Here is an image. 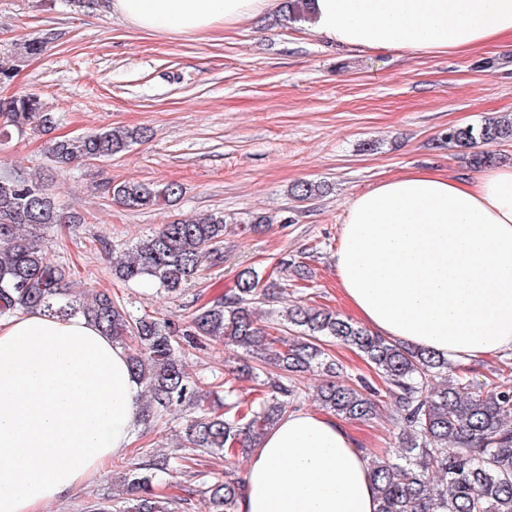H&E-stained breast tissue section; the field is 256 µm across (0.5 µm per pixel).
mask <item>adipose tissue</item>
Segmentation results:
<instances>
[{"mask_svg": "<svg viewBox=\"0 0 512 512\" xmlns=\"http://www.w3.org/2000/svg\"><path fill=\"white\" fill-rule=\"evenodd\" d=\"M339 49L466 55L512 39V0H311ZM283 0H112L148 33L193 35L281 11ZM336 274L382 336L482 360L512 348V166L472 180L435 169L385 179L347 205ZM126 351L81 318L0 321V512H47L123 456L141 416ZM363 453L325 415L288 414L251 456L239 512H375Z\"/></svg>", "mask_w": 512, "mask_h": 512, "instance_id": "ef3b65f1", "label": "adipose tissue"}]
</instances>
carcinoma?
I'll return each mask as SVG.
<instances>
[{
	"label": "carcinoma",
	"mask_w": 512,
	"mask_h": 512,
	"mask_svg": "<svg viewBox=\"0 0 512 512\" xmlns=\"http://www.w3.org/2000/svg\"><path fill=\"white\" fill-rule=\"evenodd\" d=\"M309 0H284V20L308 17ZM43 50V41H28L0 56V77ZM56 122L41 95L17 93L0 99V139L12 134L51 129ZM512 137V123L488 121L480 126L448 129L444 139L460 149L461 159L482 167L491 156L479 150ZM148 138L146 128L111 127L47 142V158L60 167L117 157ZM112 200L129 210L171 205L182 195L177 182L157 184L124 181L114 184ZM324 185L299 181L290 195L309 200ZM83 216L60 207L38 183L12 172L0 173V317L39 310L63 320L82 317L127 349L134 376L149 399L142 419L181 407L193 410L183 431V445L229 461L259 447L265 434L304 394L299 376L318 371L319 404L348 420L368 421L386 409L399 428L395 456L368 458L369 478L376 491V512H512V390L497 379L512 373L502 362L493 378L473 386L448 358L435 352L386 339L333 311L300 303L268 311L261 306L281 294L280 284L264 279L252 267L238 273L236 288L224 298L195 310L185 325L146 313L136 315L105 290L83 298L74 290L66 269L55 263L41 244L42 232L53 224H82ZM273 219L253 214L244 219L222 212L204 217L180 216L136 242L120 256H109L112 276L146 283L177 294L201 278L203 271L224 264V235L230 224L256 231ZM279 272L308 278L307 267L286 258ZM338 341L357 349L382 380L336 379L335 360L324 342ZM189 346H233L257 366L224 370V396L201 390L185 370L180 342ZM265 379H260V376ZM260 380L261 400L243 406L234 383ZM192 458L153 455L124 473L126 498L120 512H177L188 499L156 492L158 473L178 466L191 472ZM241 481L230 475L203 485L199 494L208 512H238Z\"/></svg>",
	"instance_id": "obj_1"
}]
</instances>
